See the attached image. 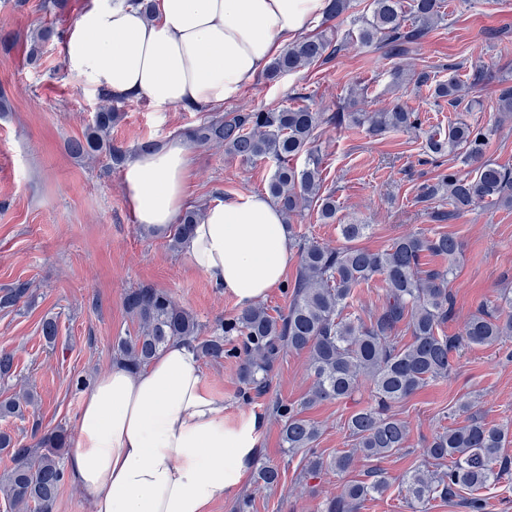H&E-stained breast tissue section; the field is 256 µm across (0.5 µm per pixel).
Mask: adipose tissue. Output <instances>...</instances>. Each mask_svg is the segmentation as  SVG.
<instances>
[{
  "label": "adipose tissue",
  "mask_w": 512,
  "mask_h": 512,
  "mask_svg": "<svg viewBox=\"0 0 512 512\" xmlns=\"http://www.w3.org/2000/svg\"><path fill=\"white\" fill-rule=\"evenodd\" d=\"M328 0H93L66 41L70 74L159 111L213 110L239 99L287 45L323 17ZM190 152L180 139L134 150L123 169L138 224L155 231L187 206ZM208 280L247 307L281 285L296 247L272 200L242 192L209 204L183 244ZM263 423L229 417L196 353L170 341L138 371L114 364L83 394L67 475L90 512H210L246 485Z\"/></svg>",
  "instance_id": "1"
}]
</instances>
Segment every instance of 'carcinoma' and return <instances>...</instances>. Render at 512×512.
Returning <instances> with one entry per match:
<instances>
[{
    "instance_id": "obj_1",
    "label": "carcinoma",
    "mask_w": 512,
    "mask_h": 512,
    "mask_svg": "<svg viewBox=\"0 0 512 512\" xmlns=\"http://www.w3.org/2000/svg\"><path fill=\"white\" fill-rule=\"evenodd\" d=\"M356 0H328L329 18H352L359 25V41L367 47L387 49L388 56H401L407 45L426 36L432 24L442 17V0H370V14L355 15ZM54 40H64V31L55 26L39 28L33 50ZM337 51L325 31L291 44L268 66L265 78L275 82ZM464 85L453 78L436 84L433 96L453 105L462 100ZM97 112L94 124L83 138L69 143L76 158L109 157L122 163L127 151L112 142V124L119 113L112 108V97ZM347 123L351 128L379 136L389 130L419 132L421 113L398 100L371 112H336L328 115L311 105L277 106L257 111L216 114L188 133L198 145L224 146V152L245 161L267 159L275 169L267 184L269 196L284 214L285 223L314 206L324 221L336 219V200L322 192L321 157L317 142L324 125ZM487 130L460 120L448 126V133L427 137L426 153L443 156L460 154L469 171L453 168L439 176L438 187L426 189L431 196L448 193V203L459 214L479 204L512 206V170L484 157ZM304 157L302 167L293 160ZM198 210L186 211L172 228L170 247L177 250L201 223ZM370 228L368 224H342L340 232L348 245L329 248L317 242L300 243V263L288 311L277 317L259 304L241 309L223 320L214 335L201 336L202 325L164 291L149 286L126 293V312L136 321L134 333L119 338L113 347L118 362L139 369L174 339L190 343L197 354L220 360L224 355L240 356L239 379L260 391L280 356L286 352L307 355V371L312 386L296 407L277 402L273 412L281 423L282 446L288 459L301 455L303 477L317 478L326 471L342 477L359 460L382 461L401 451L409 435L406 421L393 413L394 405L437 380L450 377L454 355L472 346H494L512 337V296L500 294L485 302L468 318L456 335L442 326L453 313L448 279L460 253L458 240L448 234L418 233L396 238L381 251L353 245ZM426 256L448 259V267L424 271ZM376 275L383 277L385 294L380 310L363 318L351 311L356 288ZM30 296L26 283L0 291V309L16 308ZM406 323L409 342H402L398 326ZM240 341L231 349L230 337ZM369 385L372 401L353 413L345 423L352 448L339 451L330 461L317 456L314 444L320 431L316 422L303 412L327 401L351 397L361 386ZM37 412L38 395L21 388L0 399V418L24 417ZM69 435L58 426L45 430L33 416L31 441L25 442L7 431H0V453L11 466L0 476V493L7 512H52L65 482L63 457ZM512 442L506 427L491 425L471 415L458 426L442 427L423 449L426 465L399 480L405 507L409 512H429L431 502L446 500L461 491L470 498L471 512H484L485 500L478 492L496 480L508 461L501 450ZM256 481L264 488L280 482L277 467L263 465ZM390 486L381 469L371 471L368 481L342 484L336 496L324 501L321 512H359L364 502L381 495Z\"/></svg>"
}]
</instances>
